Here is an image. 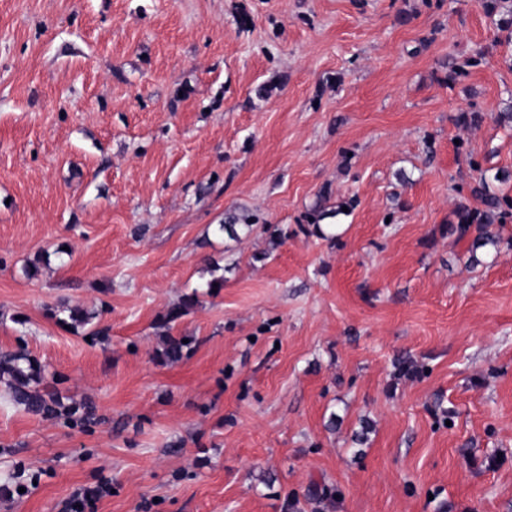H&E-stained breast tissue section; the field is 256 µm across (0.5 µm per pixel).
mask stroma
Here are the masks:
<instances>
[{
  "label": "stroma",
  "instance_id": "obj_1",
  "mask_svg": "<svg viewBox=\"0 0 512 512\" xmlns=\"http://www.w3.org/2000/svg\"><path fill=\"white\" fill-rule=\"evenodd\" d=\"M499 36L479 0H0V351L98 417L0 380V512H512V221L448 232L471 161L512 172ZM487 54L488 50L480 47L471 50L467 56L448 59V63H443V67L447 69L443 81L448 86L455 85L460 79L467 76L469 67L479 64ZM330 199V193L327 189H324L319 192L317 196V202L315 206L311 209V212L307 213L305 218L307 221V224H313L316 226V230L318 231L320 237L328 240H335L336 234H339L341 231L340 225H327L322 224L320 227L321 221L327 219V218H335L336 216L343 214L346 215L349 213L355 206L354 199H348V200H339L336 202V205L328 206L327 203ZM342 207H347L348 212H344L342 210ZM322 228V229H321ZM333 233V234H326V233ZM183 339H188V343H183ZM191 343V339L186 336H167L160 357L165 363H177L187 355ZM9 377L12 401L33 415L63 421L68 427L85 429L96 423L89 406L65 405L53 392L38 388L43 378L42 367L24 350L0 353V378ZM110 493V487L102 484L91 492L76 494L72 500L70 512H94L96 502Z\"/></svg>",
  "mask_w": 512,
  "mask_h": 512
}]
</instances>
